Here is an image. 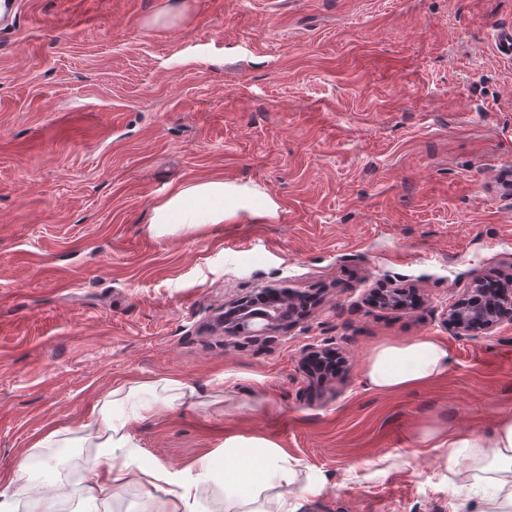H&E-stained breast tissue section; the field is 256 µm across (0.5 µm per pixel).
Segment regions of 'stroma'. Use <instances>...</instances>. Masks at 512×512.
Here are the masks:
<instances>
[{
    "mask_svg": "<svg viewBox=\"0 0 512 512\" xmlns=\"http://www.w3.org/2000/svg\"><path fill=\"white\" fill-rule=\"evenodd\" d=\"M24 4L0 31V474L50 430L73 443L50 450L66 496L33 467L18 512H75L94 407L163 380L193 395L130 422L143 463L265 439L330 479L299 512H448L467 461L418 430L512 415V322L459 337L442 319L512 262V0ZM203 180L255 189L252 212L151 235L155 202ZM398 280L417 308L371 303ZM257 286L305 295L306 318L225 336V301ZM424 337L447 373L365 385L374 346ZM324 340L346 361L327 403L302 371ZM384 457L387 477L354 478Z\"/></svg>",
    "mask_w": 512,
    "mask_h": 512,
    "instance_id": "stroma-1",
    "label": "stroma"
}]
</instances>
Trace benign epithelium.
Returning <instances> with one entry per match:
<instances>
[{"label":"benign epithelium","mask_w":512,"mask_h":512,"mask_svg":"<svg viewBox=\"0 0 512 512\" xmlns=\"http://www.w3.org/2000/svg\"><path fill=\"white\" fill-rule=\"evenodd\" d=\"M303 297L287 288L261 287L240 297L224 316L220 325L225 334L246 339L258 338L274 332L283 320L293 321L300 316L299 304ZM414 288L399 284L383 290L378 304L383 308L403 309L412 304ZM512 318V262L503 274L499 287L488 290L474 280L464 288L463 297L444 310L445 324L457 336H469L482 330L491 334L502 322ZM307 364L311 366L312 379L323 380L321 369L330 360L336 359V347L304 348Z\"/></svg>","instance_id":"1"}]
</instances>
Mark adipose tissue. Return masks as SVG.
<instances>
[{"mask_svg": "<svg viewBox=\"0 0 512 512\" xmlns=\"http://www.w3.org/2000/svg\"><path fill=\"white\" fill-rule=\"evenodd\" d=\"M253 197L250 188L221 180L181 186L154 204L148 228L163 237L221 224L250 209ZM449 363L448 349L439 340L387 342L370 352L364 380L378 390L399 391L442 375ZM179 398L176 392L159 396L155 387L142 385L112 389L96 405L87 434L95 452L85 466L89 482L81 512H99L111 494L133 481L147 490L145 512H199L201 489L209 483L223 487V512H298V497L327 490L322 475L263 439L231 440L223 460L206 455L180 470L144 465L130 421L153 417L160 406H175ZM419 440L443 457L467 459L465 476L451 484L455 496L479 484L486 490L483 512H512V416L500 418L488 434L426 427Z\"/></svg>", "mask_w": 512, "mask_h": 512, "instance_id": "obj_1", "label": "adipose tissue"}]
</instances>
